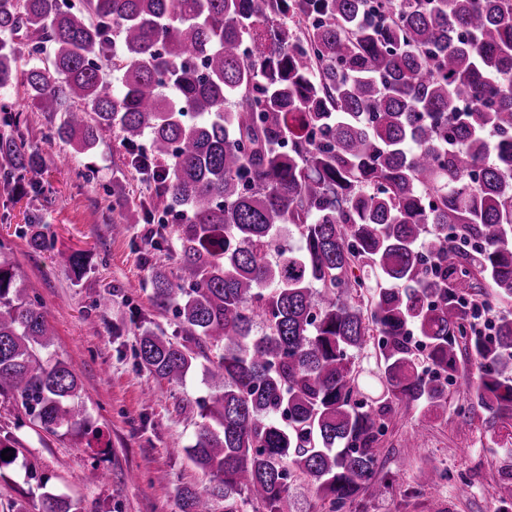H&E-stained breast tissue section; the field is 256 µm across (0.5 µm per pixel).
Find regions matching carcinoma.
Segmentation results:
<instances>
[{
  "label": "carcinoma",
  "instance_id": "1",
  "mask_svg": "<svg viewBox=\"0 0 512 512\" xmlns=\"http://www.w3.org/2000/svg\"><path fill=\"white\" fill-rule=\"evenodd\" d=\"M18 85L78 153L115 131L154 185L144 220L176 226V271H152L150 300L196 349L146 329L136 355L169 383L209 362L188 448L209 482L182 512H295L298 477L347 512L394 406L448 403L411 330L451 379L467 338L486 423L512 428V311L471 334L473 289L512 300V0H0V92ZM0 112V180L41 190L25 116ZM52 343L0 261V396L66 435L85 389L41 357ZM494 493L512 512V467ZM40 512L78 503L45 492Z\"/></svg>",
  "mask_w": 512,
  "mask_h": 512
}]
</instances>
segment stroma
Masks as SVG:
<instances>
[{
    "mask_svg": "<svg viewBox=\"0 0 512 512\" xmlns=\"http://www.w3.org/2000/svg\"><path fill=\"white\" fill-rule=\"evenodd\" d=\"M0 101L23 111L24 136L43 166L42 192L0 187V258L18 267L43 304L54 333L50 351L84 382L86 425L102 432L107 447L103 454L88 447L86 432L49 434L0 402V428H13L22 444L17 459L0 468V512L18 503L39 512L45 491L77 501L80 512H180V491L207 483L187 449L201 421L196 408L211 391L202 366L171 384L140 367L135 355L142 330L183 338L174 310L150 301L153 268L177 267L174 230L163 231L160 249L147 248L158 229L140 214L153 189L128 164L115 132H103L92 152L78 154L46 141L50 118L22 88ZM116 182L135 218L120 234L110 192ZM34 216L50 242L37 252L18 233ZM75 253L88 265L80 279L63 262ZM475 375L474 361L460 355L444 411L396 407L381 444L382 488L362 492L357 512H498L492 493L512 464V436L484 425L471 392ZM430 465L448 474L435 488L424 476Z\"/></svg>",
    "mask_w": 512,
    "mask_h": 512,
    "instance_id": "35a3bbf8",
    "label": "stroma"
}]
</instances>
